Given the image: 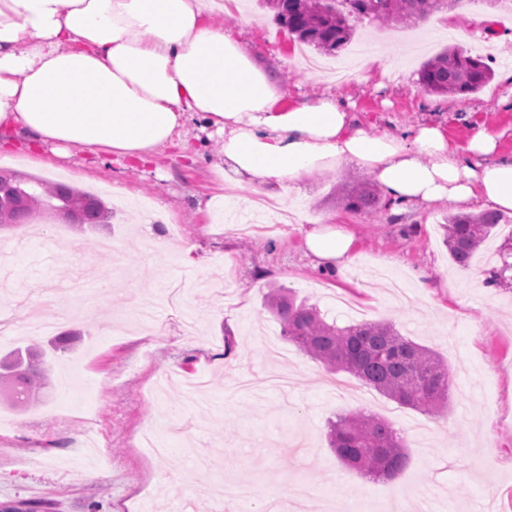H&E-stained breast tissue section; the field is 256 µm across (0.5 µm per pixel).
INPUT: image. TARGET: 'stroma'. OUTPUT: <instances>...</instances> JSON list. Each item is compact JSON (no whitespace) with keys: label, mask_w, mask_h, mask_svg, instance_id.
I'll return each mask as SVG.
<instances>
[{"label":"stroma","mask_w":512,"mask_h":512,"mask_svg":"<svg viewBox=\"0 0 512 512\" xmlns=\"http://www.w3.org/2000/svg\"><path fill=\"white\" fill-rule=\"evenodd\" d=\"M440 18L431 35L418 25L357 22L327 58L350 71L344 83L302 70L292 58L298 41L260 0L227 6L209 22L270 70L287 102L331 93L372 133L433 122L453 148L483 125L511 158L512 107L501 99L512 92V54L456 10ZM450 45L485 56L493 76L480 91L421 89L422 64ZM373 48L387 50L389 73L363 66ZM182 137L188 157L166 150L137 168L74 149L65 158L48 149L0 158V168L25 176L102 188L119 208L115 223L93 230L54 221L0 230V314L17 324L0 338V356L49 339L24 329L36 301L31 282L55 287L60 269L83 279L59 299L66 316L54 331L76 339L52 358L43 398L23 411L0 400V502L49 512H88L95 501L104 512H209L222 481L245 488L239 512H266L303 482L316 512L327 491L345 496L348 512H394L400 500L415 512H512V293L478 286L453 264L442 227L448 207L357 214L342 194L370 172L315 173L289 190L291 211L346 226L361 256L343 274L322 272L307 254L306 223L235 231L257 186L227 187L214 130L191 121ZM156 236L167 240L164 250L152 246ZM433 270V287L419 289L417 274ZM101 280L111 293L98 291ZM278 287L326 320H388L439 353L453 376L445 415L431 419L310 359L264 305ZM358 411L403 438L409 463L395 479L360 475L330 448L328 420Z\"/></svg>","instance_id":"obj_1"}]
</instances>
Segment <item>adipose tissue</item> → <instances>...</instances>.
Segmentation results:
<instances>
[{"label": "adipose tissue", "mask_w": 512, "mask_h": 512, "mask_svg": "<svg viewBox=\"0 0 512 512\" xmlns=\"http://www.w3.org/2000/svg\"><path fill=\"white\" fill-rule=\"evenodd\" d=\"M224 0H0V154L77 148L145 164L190 118L223 136L228 185L283 199L325 168L374 177L393 213L451 204L512 212V158L474 128L458 150L441 126L369 134L335 95L284 104V87L230 34L208 25ZM318 267L358 259L343 225L316 224Z\"/></svg>", "instance_id": "ef3b65f1"}]
</instances>
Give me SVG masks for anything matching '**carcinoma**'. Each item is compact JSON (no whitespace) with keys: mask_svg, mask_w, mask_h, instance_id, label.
<instances>
[{"mask_svg":"<svg viewBox=\"0 0 512 512\" xmlns=\"http://www.w3.org/2000/svg\"><path fill=\"white\" fill-rule=\"evenodd\" d=\"M276 21L300 42L332 53L350 40L354 19L384 23L417 22L457 0H264ZM492 77L480 55L451 46L423 64L420 86L429 94L456 95L478 91ZM346 208L358 213L380 211V197L369 183L351 187ZM59 209L70 224H108L112 211L96 196L70 186L18 176L0 170V229L31 224L36 216ZM505 221L500 212L450 213L444 224L452 261L469 265L479 247ZM503 263L489 272L488 287L512 286V234L499 250ZM265 306L280 322L282 336L306 355L333 371L352 374L363 384L428 416L448 408L451 378L448 364L430 348L403 336L390 322L329 323L317 307L296 301L290 290L273 288ZM69 333L56 336L49 349L18 347L0 359V383L16 393L15 406L32 404L49 385L46 358L69 348ZM331 447L346 465L370 478L391 479L407 465L403 440L386 421L373 414H340L328 421Z\"/></svg>","mask_w":512,"mask_h":512,"instance_id":"1","label":"carcinoma"}]
</instances>
